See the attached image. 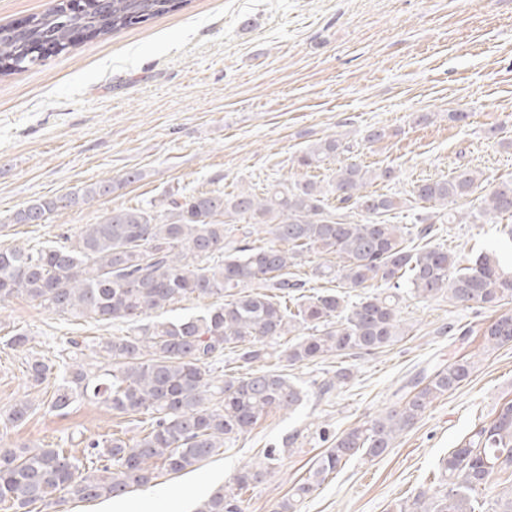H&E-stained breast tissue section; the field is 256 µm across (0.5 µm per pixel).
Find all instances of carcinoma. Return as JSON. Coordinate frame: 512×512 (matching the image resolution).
Segmentation results:
<instances>
[{
  "instance_id": "cac0c4a2",
  "label": "carcinoma",
  "mask_w": 512,
  "mask_h": 512,
  "mask_svg": "<svg viewBox=\"0 0 512 512\" xmlns=\"http://www.w3.org/2000/svg\"><path fill=\"white\" fill-rule=\"evenodd\" d=\"M187 0H101L68 16L57 8L32 16L27 32L0 25V76L34 66L36 50L75 43L74 31L106 36L145 23L183 7ZM354 145L328 136L297 156L310 170L336 160L330 180L280 182L262 195L198 192L170 195L162 209L112 210L75 236L61 235L49 245L0 248V304L24 295L60 316L111 324H133L127 336H111L92 344L106 362L104 372L90 376L78 364L63 363L67 384L53 395L51 409L62 412L76 395L118 414L147 416L148 432L137 440L119 436L89 441L85 459L62 448H0V504L28 512L37 501L71 491L82 500L120 497L154 478L159 462L180 473L212 456L246 433L272 410H298L307 391L296 377L264 368L278 355L288 366L329 357L374 355L402 340L406 327L400 300L446 298L451 304L503 307L512 303V276L499 261L482 254L468 267L441 246H412L433 236L430 217H418L408 228L381 217L399 202L368 187L392 178L393 170L372 169L346 160ZM479 175L461 169L441 180L416 184L409 208L420 203L448 207L471 196ZM112 180L39 199L16 211L15 224H44L61 208L76 207L112 193ZM336 204H329V198ZM365 214L362 223L347 220L345 211ZM486 222L512 217V182L503 181L481 196L476 206ZM262 226L268 241H251L253 226ZM309 253L333 255L335 264H318L314 277L331 278L349 289L373 292L351 305L345 293L328 288L306 295L302 280L287 269ZM225 298L196 315L141 323L142 316L164 310L186 298ZM489 349L512 344V313L499 315L483 330ZM235 355L246 372L214 374L224 351ZM474 362L456 359L409 382L410 391L380 413L337 436L315 461L309 475L291 487L278 512H298L326 478L352 457L376 458L393 447L428 407L466 382ZM49 365L27 362L31 381L41 382ZM350 368L339 366L323 381L320 395L349 385ZM31 405L21 400L7 422L26 420ZM295 437L267 448L244 464L224 486L204 499L196 512H245L242 491L262 481L281 456L293 452ZM107 458L98 475H80L87 461ZM512 472V400L495 417L474 429L439 462L433 494L420 493L395 512H512V485L497 498L483 496L495 474Z\"/></svg>"
}]
</instances>
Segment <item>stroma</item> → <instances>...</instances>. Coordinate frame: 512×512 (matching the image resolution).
<instances>
[{
  "label": "stroma",
  "instance_id": "obj_1",
  "mask_svg": "<svg viewBox=\"0 0 512 512\" xmlns=\"http://www.w3.org/2000/svg\"><path fill=\"white\" fill-rule=\"evenodd\" d=\"M465 112L464 123L449 113ZM390 131L368 143L370 127ZM334 135L357 146L360 162L390 167L378 192L408 198L425 179L461 168L481 174L480 193L512 178V0H187L178 11L100 37H85L40 64L0 78V245L32 246L77 233L112 208L158 204L171 193H255L305 175L296 158ZM140 181L123 183L130 170ZM102 178L111 196L62 210L45 224L13 223L33 200ZM492 224H442L434 243L461 265L494 245ZM494 308L405 298L403 341L372 356H351L343 392L318 398L329 358L294 368L310 392L293 414L274 410L195 470L156 468V512H194L209 491L265 448L295 436L265 481L244 496L245 512H275L333 436L377 414L420 369L466 356L474 370L377 458H351L300 512H393L433 491L440 456L512 399V345L486 349L482 329ZM466 328L448 333L449 324ZM28 332L23 350L7 340ZM126 324L70 319L23 296L0 304V447L63 448L81 455L91 439L142 437L135 416L76 398L51 411L63 372L37 384L31 357L54 360L69 338L127 334ZM27 420L6 424L18 401Z\"/></svg>",
  "mask_w": 512,
  "mask_h": 512
}]
</instances>
